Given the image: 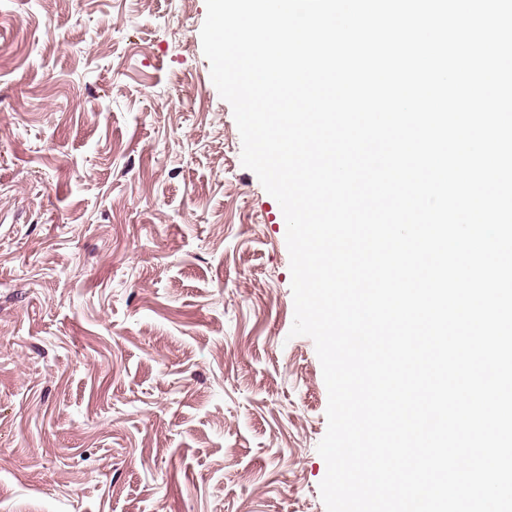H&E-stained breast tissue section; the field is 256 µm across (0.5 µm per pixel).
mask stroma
Segmentation results:
<instances>
[{
    "label": "stroma",
    "instance_id": "1",
    "mask_svg": "<svg viewBox=\"0 0 512 512\" xmlns=\"http://www.w3.org/2000/svg\"><path fill=\"white\" fill-rule=\"evenodd\" d=\"M205 0H0V512H326L286 223Z\"/></svg>",
    "mask_w": 512,
    "mask_h": 512
}]
</instances>
